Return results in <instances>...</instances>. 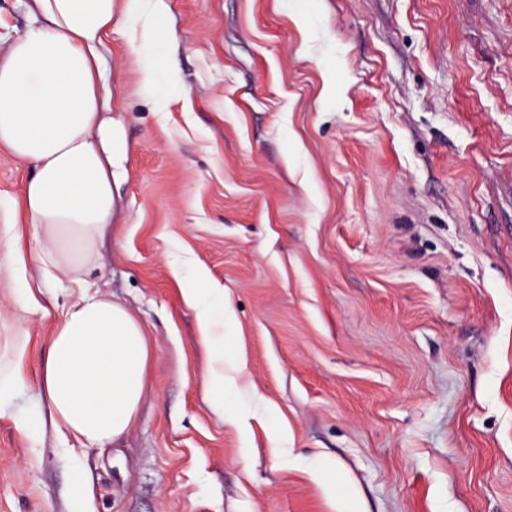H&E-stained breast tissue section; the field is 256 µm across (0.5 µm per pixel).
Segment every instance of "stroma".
Instances as JSON below:
<instances>
[{
    "mask_svg": "<svg viewBox=\"0 0 512 512\" xmlns=\"http://www.w3.org/2000/svg\"><path fill=\"white\" fill-rule=\"evenodd\" d=\"M167 4V42L132 15L107 44L124 153L88 277L147 335L142 403L101 448L17 432L79 291L22 319L1 293L28 384L0 402V512H512V0ZM30 175L0 146V235ZM199 267L246 357L220 410Z\"/></svg>",
    "mask_w": 512,
    "mask_h": 512,
    "instance_id": "35a3bbf8",
    "label": "stroma"
}]
</instances>
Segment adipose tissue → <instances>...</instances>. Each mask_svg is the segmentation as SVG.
Here are the masks:
<instances>
[{
    "label": "adipose tissue",
    "instance_id": "1",
    "mask_svg": "<svg viewBox=\"0 0 512 512\" xmlns=\"http://www.w3.org/2000/svg\"><path fill=\"white\" fill-rule=\"evenodd\" d=\"M29 22L0 56V144L30 164L23 223L0 237V272L34 265L40 282H73L100 265L110 230L122 149L112 138V89L103 48L144 10L151 40L164 38V0H26ZM36 249L25 261L21 241ZM206 272L183 290L197 311L202 341L214 348L207 386L224 405V350L215 344L213 288ZM149 345L129 311L103 294L82 292L55 325L38 379L42 419L59 438L103 446L134 421L148 381Z\"/></svg>",
    "mask_w": 512,
    "mask_h": 512
}]
</instances>
